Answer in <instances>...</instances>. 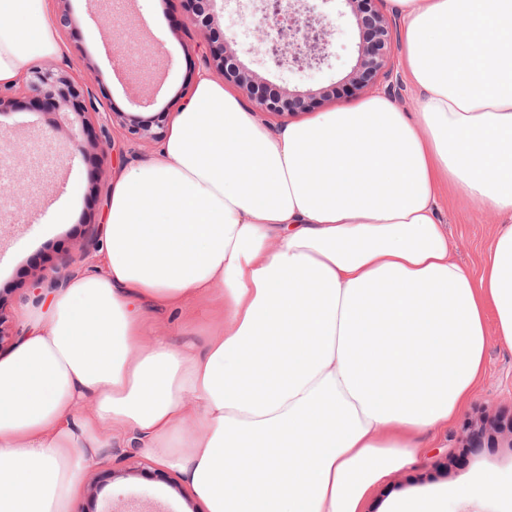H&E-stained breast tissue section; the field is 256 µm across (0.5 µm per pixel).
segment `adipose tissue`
Segmentation results:
<instances>
[{
	"label": "adipose tissue",
	"instance_id": "1",
	"mask_svg": "<svg viewBox=\"0 0 512 512\" xmlns=\"http://www.w3.org/2000/svg\"><path fill=\"white\" fill-rule=\"evenodd\" d=\"M416 111L381 94L270 134L208 75L113 180L101 273L0 358V512H70L130 438L208 512H361L512 347V0H392ZM50 0H0V85L64 45ZM500 229L473 277L443 183ZM203 345L148 312L211 296Z\"/></svg>",
	"mask_w": 512,
	"mask_h": 512
}]
</instances>
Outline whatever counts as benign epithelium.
<instances>
[{
    "label": "benign epithelium",
    "mask_w": 512,
    "mask_h": 512,
    "mask_svg": "<svg viewBox=\"0 0 512 512\" xmlns=\"http://www.w3.org/2000/svg\"><path fill=\"white\" fill-rule=\"evenodd\" d=\"M191 4L190 22L202 29L216 25L218 0H186ZM369 38L359 47L357 64L348 80L347 93L359 98L377 92L398 95L400 85L392 61V31L397 27L395 17L383 9L384 0H346ZM259 15L252 24L257 48L278 68H312L327 61L333 45L335 29L319 11V5L309 0H260L252 10ZM205 69L219 75L224 83L236 87L253 104L254 111L264 116H283L305 111L313 98L282 92L271 96L261 90V81L248 68L240 65L229 47V40L208 41L201 54ZM25 86L47 107L59 108L68 97L81 95L65 74L45 65L30 72ZM120 124H130V133L141 140H159L164 136L169 113L162 111L148 119L135 118L125 112H114ZM79 259L63 256L42 269L32 285L36 290L33 301L42 298V288L57 290L66 285L75 273Z\"/></svg>",
    "instance_id": "1"
}]
</instances>
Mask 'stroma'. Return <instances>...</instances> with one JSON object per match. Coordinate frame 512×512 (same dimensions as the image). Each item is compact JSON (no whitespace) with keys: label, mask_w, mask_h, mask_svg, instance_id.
<instances>
[{"label":"stroma","mask_w":512,"mask_h":512,"mask_svg":"<svg viewBox=\"0 0 512 512\" xmlns=\"http://www.w3.org/2000/svg\"><path fill=\"white\" fill-rule=\"evenodd\" d=\"M122 9L130 19H146L137 39L140 45L153 46L149 62L137 55L123 57L109 27L91 19L90 0H52L51 20L66 53L49 58L48 63L90 93L68 99L54 111L37 107L31 94L21 88L14 95L11 114L0 119L9 129V182L25 191L23 199L9 198L10 210L0 217V298L5 301L10 334L0 351L12 350L14 334L30 332L29 287L40 270L61 256L77 254L92 225L104 224L115 174L149 160L160 148L158 142L136 139L127 126L114 123L113 113L148 117L163 110L178 112L188 104L204 69L196 47L206 36L189 24L184 0H127ZM322 11L336 29L330 56L320 67L300 72L267 64L248 33L250 13L238 11L235 0H227L219 29L234 34L239 60L263 81L287 92L320 93L318 109L328 112L356 103L344 92L342 81L356 62L363 33L346 0H327ZM147 64L155 73L158 90L154 104L144 108L132 103L130 93L141 86ZM92 97L98 106L94 113L88 104ZM104 125L122 152L121 158L106 163L100 159ZM75 138L85 149L73 155L69 148ZM46 139L63 158L60 169L48 173L32 163L34 146ZM61 209L68 213L63 223L56 220ZM441 218L454 257L472 275H480L482 258L498 232L494 219L451 187L444 193ZM210 310V302L201 301L150 313L145 334L169 337L176 345L186 341L203 345ZM482 416L512 418V348L494 335L488 338L485 375L470 404L448 429L421 440L413 463L374 487L363 512H385L394 498L442 486L458 490L448 499V512H512V503L496 496L471 500L459 493L482 473L512 479V448L502 434H494L479 448L465 445L467 423ZM112 452L121 459L113 470L99 465L81 470L70 512H207L203 500L177 471L159 465L143 449L125 443L113 445Z\"/></svg>","instance_id":"1"}]
</instances>
